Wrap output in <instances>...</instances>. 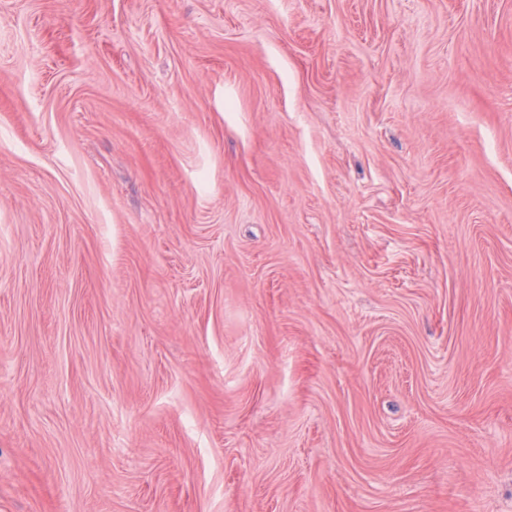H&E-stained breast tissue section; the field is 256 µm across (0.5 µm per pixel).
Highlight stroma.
Returning a JSON list of instances; mask_svg holds the SVG:
<instances>
[{
	"label": "stroma",
	"mask_w": 512,
	"mask_h": 512,
	"mask_svg": "<svg viewBox=\"0 0 512 512\" xmlns=\"http://www.w3.org/2000/svg\"><path fill=\"white\" fill-rule=\"evenodd\" d=\"M0 512H512V0H0Z\"/></svg>",
	"instance_id": "stroma-1"
}]
</instances>
